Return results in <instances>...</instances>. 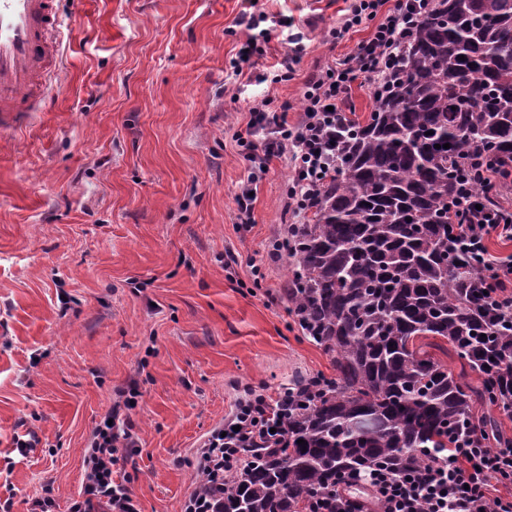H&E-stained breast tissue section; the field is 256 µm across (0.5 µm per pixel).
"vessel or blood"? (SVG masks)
I'll use <instances>...</instances> for the list:
<instances>
[{
    "mask_svg": "<svg viewBox=\"0 0 512 512\" xmlns=\"http://www.w3.org/2000/svg\"><path fill=\"white\" fill-rule=\"evenodd\" d=\"M56 0H0V123H19L44 99Z\"/></svg>",
    "mask_w": 512,
    "mask_h": 512,
    "instance_id": "vessel-or-blood-1",
    "label": "vessel or blood"
}]
</instances>
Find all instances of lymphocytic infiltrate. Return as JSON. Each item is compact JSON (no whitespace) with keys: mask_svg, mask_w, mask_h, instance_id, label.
Returning a JSON list of instances; mask_svg holds the SVG:
<instances>
[{"mask_svg":"<svg viewBox=\"0 0 512 512\" xmlns=\"http://www.w3.org/2000/svg\"><path fill=\"white\" fill-rule=\"evenodd\" d=\"M423 8V0H349L334 39H343L367 20L374 23L372 32L351 53L310 75L297 117L273 109L270 98H253L247 133L238 139L250 164L235 194L240 230H249L254 222L253 193L272 158L287 159L292 166V181L283 195L284 214L296 219L313 205L336 151V126L351 115L347 102L352 82L364 77L377 97L397 80L402 47ZM476 183L493 193L500 190L491 164L464 170L459 181L462 194L451 205L459 231L478 246L494 234L512 240V207L499 203L475 208L470 198ZM117 395L91 434L82 487L67 512H138L131 478L121 472L122 465L139 453L131 419L132 404L140 395L137 380H130ZM273 405L270 396L252 388L236 397L224 422L194 451L190 464L198 482L182 512H215L214 496L224 488L225 473L245 466L246 449L274 428ZM500 484H512V444L490 448L462 432L447 455L429 469L407 475L381 470L351 475L334 496L318 498L312 512H364L349 494L355 487L372 493L377 512H512V496L496 492Z\"/></svg>","mask_w":512,"mask_h":512,"instance_id":"1","label":"lymphocytic infiltrate"}]
</instances>
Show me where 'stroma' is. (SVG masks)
<instances>
[{"label": "stroma", "instance_id": "1", "mask_svg": "<svg viewBox=\"0 0 512 512\" xmlns=\"http://www.w3.org/2000/svg\"><path fill=\"white\" fill-rule=\"evenodd\" d=\"M243 0H58V63L46 99L0 128V502L27 512L50 484L61 512L81 489L100 415L129 379L140 452L139 512H181L189 461L229 413L236 386L275 392L297 374L334 377L288 312V261L270 244L292 175L275 158L249 230L235 145L253 96L301 107L308 74L369 36L341 40L346 0H258L273 27L240 99L224 87L249 33ZM304 36L293 80L265 81L288 33ZM239 256L224 265L226 251ZM262 280H255V273ZM40 444L20 454L14 438Z\"/></svg>", "mask_w": 512, "mask_h": 512}]
</instances>
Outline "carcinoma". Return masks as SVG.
Returning <instances> with one entry per match:
<instances>
[{"label": "carcinoma", "mask_w": 512, "mask_h": 512, "mask_svg": "<svg viewBox=\"0 0 512 512\" xmlns=\"http://www.w3.org/2000/svg\"><path fill=\"white\" fill-rule=\"evenodd\" d=\"M343 140L285 289L336 377L276 406L286 440L254 445L218 512H307L344 475L431 465L466 421L491 447L512 439L492 414L512 408V315L485 299L448 206L463 163L512 160V0H429L402 76Z\"/></svg>", "instance_id": "obj_1"}]
</instances>
